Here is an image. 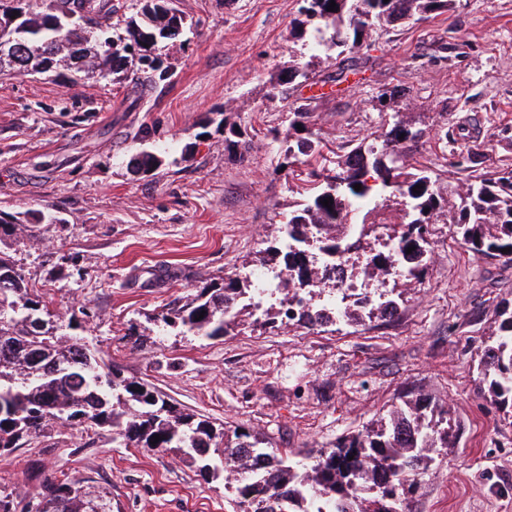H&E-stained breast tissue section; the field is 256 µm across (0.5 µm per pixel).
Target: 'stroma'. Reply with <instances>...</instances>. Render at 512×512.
I'll list each match as a JSON object with an SVG mask.
<instances>
[{
	"mask_svg": "<svg viewBox=\"0 0 512 512\" xmlns=\"http://www.w3.org/2000/svg\"><path fill=\"white\" fill-rule=\"evenodd\" d=\"M301 5L174 0L185 31L154 50L170 77L139 101L132 76L73 91L0 76V213L33 220L32 237L7 250L105 363L289 458L362 430L407 391L428 394L459 431L423 475L413 512H512V419L478 382L495 308L512 302V262L472 255L454 225H432L427 269L398 282L395 316L270 328L242 312L221 338L158 333L178 300L245 280L256 254L279 245L308 186L303 164H284L290 109L310 107L333 170L380 134L377 95L398 89L395 110L424 132L412 162L451 205L472 177L512 170V0H456L374 28L337 58L313 56L293 26ZM299 62L305 76L289 79ZM228 122L243 131L240 152L224 148ZM144 150L163 159L154 175L127 167ZM35 467L108 488L112 512H240L223 481L108 431L54 425L0 456V492L32 496Z\"/></svg>",
	"mask_w": 512,
	"mask_h": 512,
	"instance_id": "35a3bbf8",
	"label": "stroma"
}]
</instances>
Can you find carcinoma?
Segmentation results:
<instances>
[{
  "mask_svg": "<svg viewBox=\"0 0 512 512\" xmlns=\"http://www.w3.org/2000/svg\"><path fill=\"white\" fill-rule=\"evenodd\" d=\"M25 0L24 17L13 64L0 74L17 76L67 72L52 64L51 55L80 58L90 70L86 79L111 81L132 67L140 71V93L166 80L144 51L164 40L178 38L172 0H137L139 7L126 23L127 38L117 43L111 36L112 14L123 8L112 0ZM301 32L319 34L314 49L331 56L333 50L363 46L375 26L387 27L415 16L447 13L455 0H303ZM336 3V11L327 10ZM77 14L78 26L67 24ZM390 128L378 139L362 143L337 163L331 175L321 166L323 145L312 129L310 112L299 106L290 112L288 158L308 167L313 192L290 214L283 225L281 246L272 256L259 259L274 276L286 275L307 296L296 300L294 313L288 298L279 315L286 322L324 326L330 317L317 313L313 288L320 284L319 262L308 259L301 248L316 235L324 256L353 250L364 257L365 272L383 274L395 268L396 258L364 247L361 241L373 227L353 226L357 241L342 244L338 228L353 220L374 198L399 196L405 206L392 234L404 261L408 280L418 281L425 270V245L429 224L444 213L443 198L434 189L427 171L407 164L410 144L421 132L392 115ZM163 164L154 152L142 151L129 161L133 169L155 171ZM361 185V190L354 185ZM332 207L323 205L325 198ZM451 223L462 231L467 249L480 257H512V171L491 177L476 176L458 193ZM26 225L0 218V242L16 239ZM414 251L407 252L408 248ZM509 252L504 253L502 249ZM251 293L237 280L206 285L178 307L161 316L164 327L209 339L224 335L237 316L238 300ZM402 293L385 291L373 306L345 309L341 320L360 323L373 317H392ZM50 304L28 288L13 258L0 249V454H8L61 423L89 434L112 432L126 447L172 452L197 466L206 478L224 476V461L244 460L246 467L233 478L229 489L242 512H411L405 490L417 486L418 477L435 461L430 451L449 447L451 411L422 394L393 407L388 415L349 437L331 450L318 449L307 462L295 463L267 447L246 430L228 434L206 419L177 407L152 384L123 376L121 369L106 367L74 334L73 319L50 313ZM497 326L483 349L480 383L499 408L512 409V304L496 309ZM159 436L161 440L154 441ZM0 512H112L110 492L86 491L84 481L68 476L46 479L39 491L23 501L9 492L0 494Z\"/></svg>",
  "mask_w": 512,
  "mask_h": 512,
  "instance_id": "1",
  "label": "carcinoma"
}]
</instances>
